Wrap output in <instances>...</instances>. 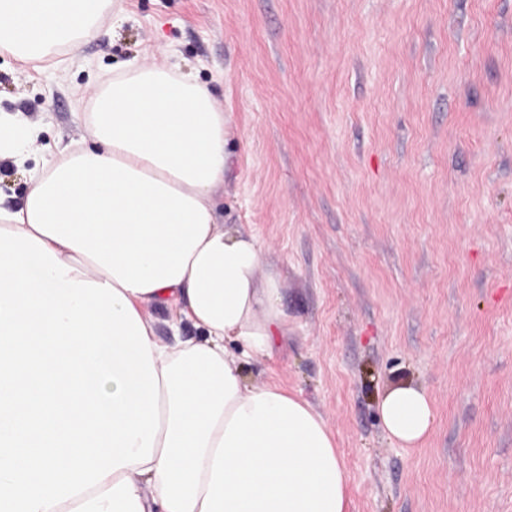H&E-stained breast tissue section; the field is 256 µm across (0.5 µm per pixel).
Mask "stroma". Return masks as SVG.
Returning a JSON list of instances; mask_svg holds the SVG:
<instances>
[{
    "label": "stroma",
    "instance_id": "stroma-1",
    "mask_svg": "<svg viewBox=\"0 0 512 512\" xmlns=\"http://www.w3.org/2000/svg\"><path fill=\"white\" fill-rule=\"evenodd\" d=\"M34 69L0 54V110L90 146L95 88L178 66L233 115L217 221L255 233L288 333L247 384L336 437L348 512H512V0H118ZM436 408L403 447L378 402ZM386 432L400 444H419L429 432L435 411L428 394L412 385L388 389L379 404Z\"/></svg>",
    "mask_w": 512,
    "mask_h": 512
}]
</instances>
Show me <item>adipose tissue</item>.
<instances>
[{
    "label": "adipose tissue",
    "mask_w": 512,
    "mask_h": 512,
    "mask_svg": "<svg viewBox=\"0 0 512 512\" xmlns=\"http://www.w3.org/2000/svg\"><path fill=\"white\" fill-rule=\"evenodd\" d=\"M110 3L0 0V52L51 61L96 36ZM87 122L92 146L32 166L38 129L0 113V157L29 169L23 200L0 207V512H347L325 420L244 380L288 316L261 240L217 222L230 113L144 63L94 93ZM187 323L201 338L180 339ZM379 412L407 447L435 419L412 385Z\"/></svg>",
    "instance_id": "obj_1"
}]
</instances>
